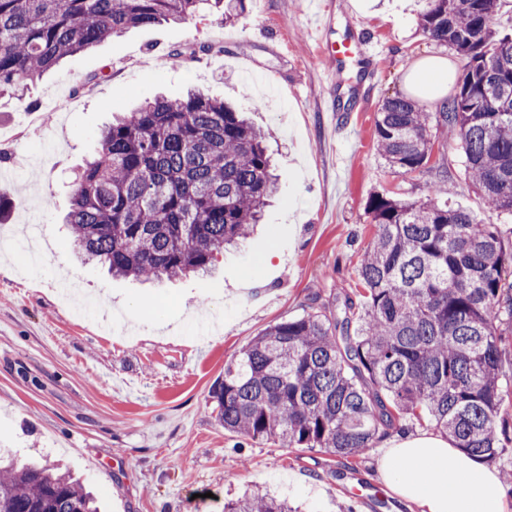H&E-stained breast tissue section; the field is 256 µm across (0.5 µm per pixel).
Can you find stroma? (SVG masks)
Returning <instances> with one entry per match:
<instances>
[{
    "instance_id": "stroma-1",
    "label": "stroma",
    "mask_w": 512,
    "mask_h": 512,
    "mask_svg": "<svg viewBox=\"0 0 512 512\" xmlns=\"http://www.w3.org/2000/svg\"><path fill=\"white\" fill-rule=\"evenodd\" d=\"M339 37L377 47L369 98L349 73L336 85L308 24V0H245L237 20L210 11L133 28L67 57L22 96L0 95V455L63 464L102 512H224L260 489L301 512H422L382 482L379 448L343 459L252 442L224 430L208 398L225 362L270 325L362 304L359 268L373 238L369 199L412 201L448 173V201L512 228L472 187L455 135L429 164L395 172L376 145L382 102L408 92L419 61L465 62L419 28L422 0H323ZM191 89L237 104L276 166L277 189L254 232L218 251L215 273L144 283L77 260L64 216L75 171L114 115ZM45 264L18 259L28 226ZM76 280L96 313L55 289ZM366 494L369 505L352 500Z\"/></svg>"
}]
</instances>
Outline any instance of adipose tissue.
<instances>
[{
    "label": "adipose tissue",
    "instance_id": "obj_1",
    "mask_svg": "<svg viewBox=\"0 0 512 512\" xmlns=\"http://www.w3.org/2000/svg\"><path fill=\"white\" fill-rule=\"evenodd\" d=\"M450 65L433 57L414 67L415 89L434 100L448 90ZM379 470L399 498L424 512H504L505 487L497 470L441 435L419 431L383 440Z\"/></svg>",
    "mask_w": 512,
    "mask_h": 512
}]
</instances>
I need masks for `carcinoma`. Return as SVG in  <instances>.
<instances>
[{"instance_id":"1","label":"carcinoma","mask_w":512,"mask_h":512,"mask_svg":"<svg viewBox=\"0 0 512 512\" xmlns=\"http://www.w3.org/2000/svg\"><path fill=\"white\" fill-rule=\"evenodd\" d=\"M422 30L467 60L454 94L432 114L409 96L385 99L375 137L387 163L425 167L437 130L451 126L472 185L512 215V34L495 28L499 0H426ZM231 21L244 0H0V92L17 93L68 56L132 28L208 11ZM253 127L202 93L155 98L103 129L75 177L67 225L77 252L115 277L175 278L211 268L214 252L247 238L276 191ZM376 194L360 264L364 302L349 320L323 311L282 320L225 363L209 398L224 429L284 448L341 458L374 447L424 412L481 461L501 453L497 417L512 393V298L503 297L505 234L436 199ZM0 512H97L57 465L0 464ZM224 512H295L286 500L243 496Z\"/></svg>"}]
</instances>
